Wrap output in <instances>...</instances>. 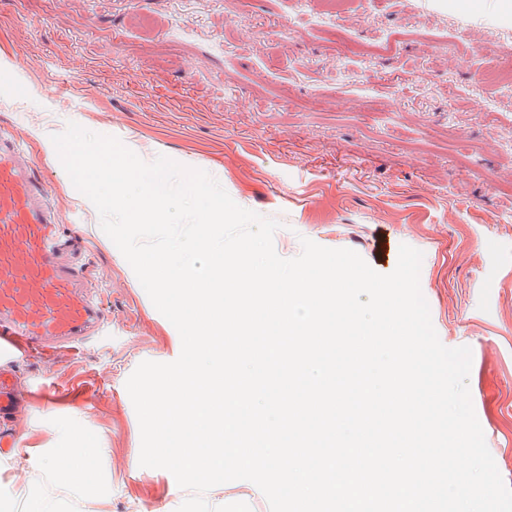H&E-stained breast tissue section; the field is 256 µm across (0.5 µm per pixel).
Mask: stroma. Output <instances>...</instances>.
Instances as JSON below:
<instances>
[{"label":"stroma","mask_w":512,"mask_h":512,"mask_svg":"<svg viewBox=\"0 0 512 512\" xmlns=\"http://www.w3.org/2000/svg\"><path fill=\"white\" fill-rule=\"evenodd\" d=\"M512 0H0V125L44 168L76 217L84 278L107 328L81 354L19 367L29 448L96 447L103 512H157L169 481L142 467L126 381L175 361L180 335L110 245L51 135L68 123L212 175L241 207L276 219L278 255L301 238L394 271L420 250V288L448 347L472 352L468 386L512 486V70L493 24ZM378 46L365 57L356 45ZM66 91H59V84Z\"/></svg>","instance_id":"obj_1"}]
</instances>
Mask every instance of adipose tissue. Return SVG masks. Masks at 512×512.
I'll list each match as a JSON object with an SVG mask.
<instances>
[{
	"label": "adipose tissue",
	"mask_w": 512,
	"mask_h": 512,
	"mask_svg": "<svg viewBox=\"0 0 512 512\" xmlns=\"http://www.w3.org/2000/svg\"><path fill=\"white\" fill-rule=\"evenodd\" d=\"M81 448H60L50 457L18 447L0 461V512L22 499L23 512H95L99 500L89 491Z\"/></svg>",
	"instance_id": "1"
}]
</instances>
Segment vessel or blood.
Segmentation results:
<instances>
[{
  "mask_svg": "<svg viewBox=\"0 0 512 512\" xmlns=\"http://www.w3.org/2000/svg\"><path fill=\"white\" fill-rule=\"evenodd\" d=\"M75 237L60 224L31 153L0 129V420L18 399L10 367L35 354L71 349L104 325L97 293L60 255Z\"/></svg>",
  "mask_w": 512,
  "mask_h": 512,
  "instance_id": "vessel-or-blood-1",
  "label": "vessel or blood"
}]
</instances>
